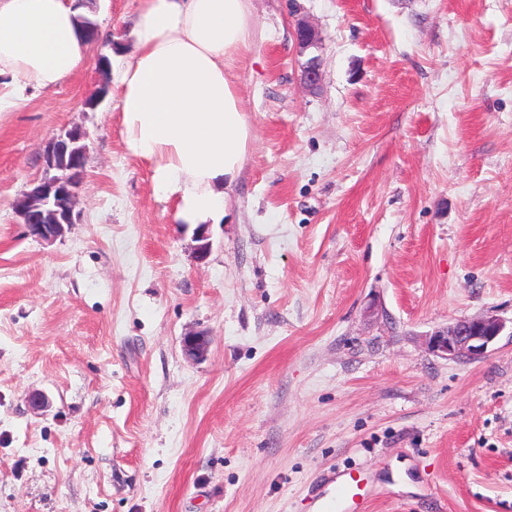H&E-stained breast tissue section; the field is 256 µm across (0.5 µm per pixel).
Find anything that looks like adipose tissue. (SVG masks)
Segmentation results:
<instances>
[{
    "label": "adipose tissue",
    "mask_w": 512,
    "mask_h": 512,
    "mask_svg": "<svg viewBox=\"0 0 512 512\" xmlns=\"http://www.w3.org/2000/svg\"><path fill=\"white\" fill-rule=\"evenodd\" d=\"M87 14L82 0H0V111L87 62ZM250 30V0H138L135 47L117 58L124 143L182 223H218L242 170L252 129L233 69Z\"/></svg>",
    "instance_id": "1"
}]
</instances>
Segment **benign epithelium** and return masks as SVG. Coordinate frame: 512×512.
I'll list each match as a JSON object with an SVG mask.
<instances>
[{
  "instance_id": "1",
  "label": "benign epithelium",
  "mask_w": 512,
  "mask_h": 512,
  "mask_svg": "<svg viewBox=\"0 0 512 512\" xmlns=\"http://www.w3.org/2000/svg\"><path fill=\"white\" fill-rule=\"evenodd\" d=\"M294 38L300 54L320 48L318 30L308 21L298 18L294 24ZM301 80L311 92L321 85L318 57L313 55L302 64ZM86 133L78 128L68 130L51 141L45 149L47 170L55 174L31 184L15 206L16 213L29 235L43 241L60 236L64 226L75 223V198L79 187L78 172L87 161ZM505 323L494 316L460 319L429 335V349L447 359L476 360L484 357L489 345L504 330ZM208 339L201 335L186 336L183 350L190 357L199 358L208 350Z\"/></svg>"
}]
</instances>
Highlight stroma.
Instances as JSON below:
<instances>
[{"instance_id": "obj_1", "label": "stroma", "mask_w": 512, "mask_h": 512, "mask_svg": "<svg viewBox=\"0 0 512 512\" xmlns=\"http://www.w3.org/2000/svg\"><path fill=\"white\" fill-rule=\"evenodd\" d=\"M299 2L321 88L288 0H252V137L205 259L125 148L114 75L0 119V512H314L354 467L369 512H512V333L427 347L512 321V0ZM88 4L131 52L137 0ZM74 127L79 220L40 241L15 205ZM294 38L301 55H304L307 51L319 49L321 45L318 30L303 18L295 20ZM504 328L505 323L495 316L464 318L431 333L428 347L447 359L476 360L484 357Z\"/></svg>"}]
</instances>
